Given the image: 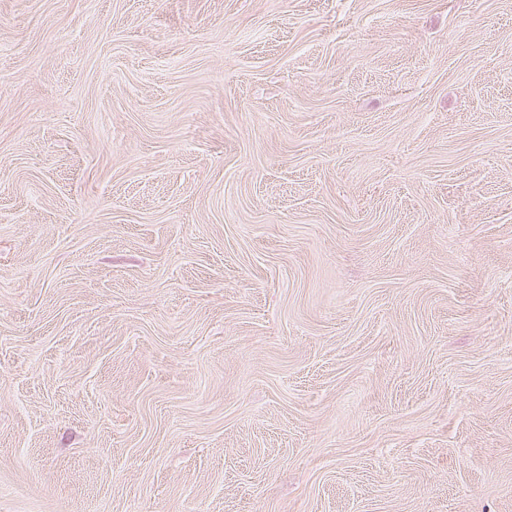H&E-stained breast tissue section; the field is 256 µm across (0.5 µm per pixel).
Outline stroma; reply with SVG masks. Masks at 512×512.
<instances>
[{
  "instance_id": "35a3bbf8",
  "label": "stroma",
  "mask_w": 512,
  "mask_h": 512,
  "mask_svg": "<svg viewBox=\"0 0 512 512\" xmlns=\"http://www.w3.org/2000/svg\"><path fill=\"white\" fill-rule=\"evenodd\" d=\"M0 512H512V0H0Z\"/></svg>"
}]
</instances>
